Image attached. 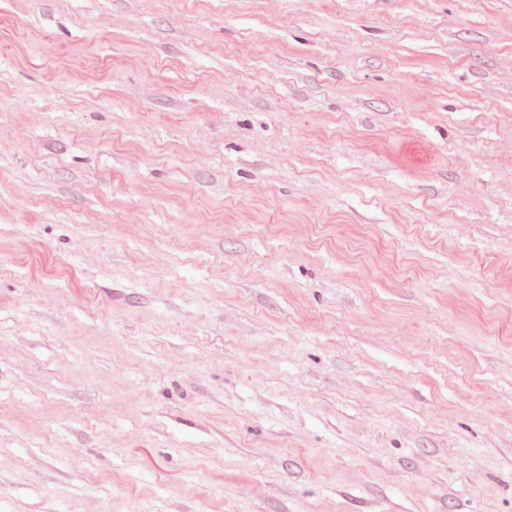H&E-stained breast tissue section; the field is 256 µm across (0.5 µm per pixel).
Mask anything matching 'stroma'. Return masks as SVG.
<instances>
[{
  "label": "stroma",
  "instance_id": "1",
  "mask_svg": "<svg viewBox=\"0 0 512 512\" xmlns=\"http://www.w3.org/2000/svg\"><path fill=\"white\" fill-rule=\"evenodd\" d=\"M0 512H512V0H0Z\"/></svg>",
  "mask_w": 512,
  "mask_h": 512
}]
</instances>
